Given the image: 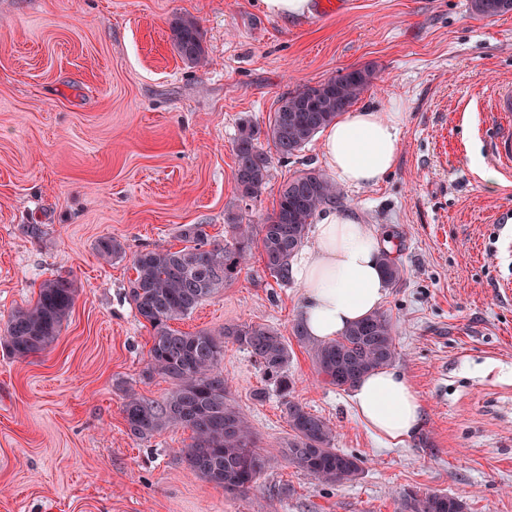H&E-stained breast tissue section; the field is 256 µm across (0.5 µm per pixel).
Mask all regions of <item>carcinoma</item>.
<instances>
[{"instance_id": "1", "label": "carcinoma", "mask_w": 512, "mask_h": 512, "mask_svg": "<svg viewBox=\"0 0 512 512\" xmlns=\"http://www.w3.org/2000/svg\"><path fill=\"white\" fill-rule=\"evenodd\" d=\"M471 13L489 18L512 12V0H470ZM171 42L180 58L194 67L207 62L198 23L177 18L171 24ZM373 70L341 73L317 85H303L280 100L266 132L279 157L301 151L322 129L358 100L368 89ZM261 132L242 124L235 142L234 190L237 197L254 200L268 177L269 156L259 141ZM340 189L318 170L299 172L281 187L276 208L261 223L244 221L240 213L227 216L231 240L220 246L209 240L203 224L181 230L186 246L179 250L155 248L132 256L135 271L129 297L138 316L152 330L146 378L160 375L172 381L161 400L124 392L123 415L129 433L148 439L170 427H187L191 442L181 457L192 473L232 495H245L265 471L267 455L257 445L245 418L229 403L221 364L228 340L247 351L282 398L290 437L282 454L288 463L326 484L353 482L361 474L360 459L334 448L335 432L323 417L311 413L292 396L288 375L290 352L284 336L264 324L243 323L218 333H185L170 322L191 314L219 290L232 284L245 269L253 249L260 250L265 271L276 283L292 280V260L301 249L311 224L327 206L336 203ZM96 250L110 262L125 254L112 237L98 240ZM387 282L400 279V269L389 253L381 257ZM71 281L55 278L39 288L36 301L15 310L5 325V343L17 358L50 346L74 304ZM290 333L304 346L325 383L349 391L365 375L390 366L397 358L395 328L384 313L375 312L330 341L311 338L300 319ZM400 512H466V503L445 493L407 489L399 496Z\"/></svg>"}]
</instances>
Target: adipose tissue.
I'll list each match as a JSON object with an SVG mask.
<instances>
[{"instance_id": "1", "label": "adipose tissue", "mask_w": 512, "mask_h": 512, "mask_svg": "<svg viewBox=\"0 0 512 512\" xmlns=\"http://www.w3.org/2000/svg\"><path fill=\"white\" fill-rule=\"evenodd\" d=\"M405 119L398 99L384 111L361 108L338 118L324 131L325 167L345 187L378 184L396 165ZM389 248L386 237L350 213L331 210L322 216L312 245L292 265L303 288L301 318L311 336L336 338L378 309L387 288L380 258ZM352 401L362 422L393 442L409 438L421 423L419 397L392 368L363 377Z\"/></svg>"}]
</instances>
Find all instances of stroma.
<instances>
[{"mask_svg":"<svg viewBox=\"0 0 512 512\" xmlns=\"http://www.w3.org/2000/svg\"><path fill=\"white\" fill-rule=\"evenodd\" d=\"M283 20L257 0H0V328L63 277L75 300L56 340L25 358L0 347V512H398L403 490L462 498L468 512H512V253L496 218L512 176L483 182L496 85L512 83V12L480 19L469 0H342ZM197 21L209 58L186 64L170 24ZM372 67L357 107L402 99L397 165L374 187L346 188L337 210L391 238L402 276L380 305L396 325L394 363L423 417L400 444L357 417L350 392L322 381L289 337L302 286L282 287L260 256L176 329L261 323L288 336L296 402L325 418L335 446L360 458L352 483L326 485L284 460L287 417L258 363L224 346L231 403L268 455L246 495L187 468L189 429L137 440L124 388L160 400L144 378L151 331L129 299V257L181 249L184 225L228 240V210L258 223L281 186L323 169L321 136L297 157L271 155L256 200L235 197L242 121L267 130L297 87ZM41 228L28 234V225ZM126 258L102 260L100 238Z\"/></svg>","mask_w":512,"mask_h":512,"instance_id":"stroma-1","label":"stroma"}]
</instances>
